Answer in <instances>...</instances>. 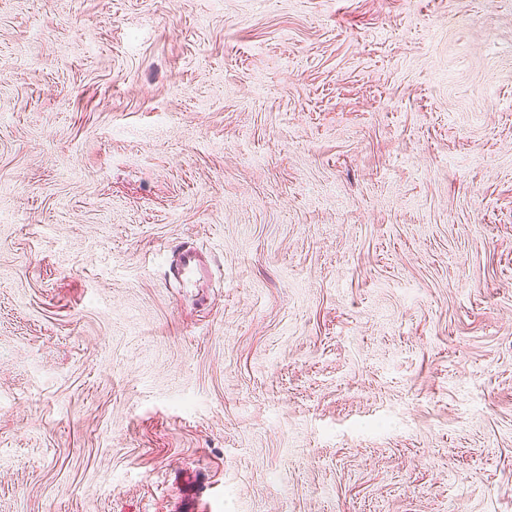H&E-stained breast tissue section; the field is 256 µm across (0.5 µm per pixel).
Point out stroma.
I'll use <instances>...</instances> for the list:
<instances>
[{"mask_svg":"<svg viewBox=\"0 0 512 512\" xmlns=\"http://www.w3.org/2000/svg\"><path fill=\"white\" fill-rule=\"evenodd\" d=\"M192 490L512 512V0H0V512ZM204 267L199 255L191 248H183L180 265L176 270L177 277L183 284H194L203 275Z\"/></svg>","mask_w":512,"mask_h":512,"instance_id":"stroma-1","label":"stroma"}]
</instances>
